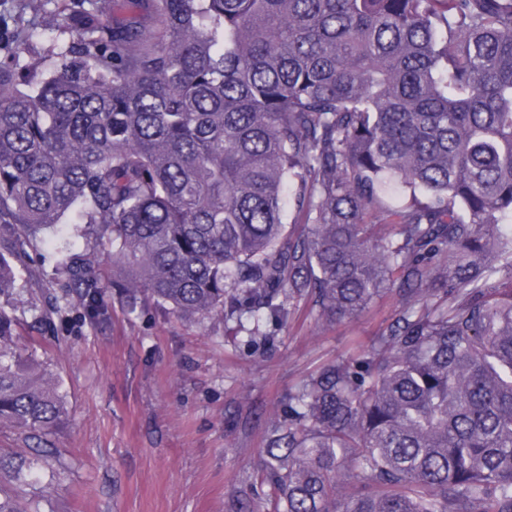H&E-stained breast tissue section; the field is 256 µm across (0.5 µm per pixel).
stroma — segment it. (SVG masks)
<instances>
[{"label":"stroma","instance_id":"obj_1","mask_svg":"<svg viewBox=\"0 0 512 512\" xmlns=\"http://www.w3.org/2000/svg\"><path fill=\"white\" fill-rule=\"evenodd\" d=\"M394 307L384 297L319 329L302 300L286 327L254 338L117 302L96 329L74 314L24 321L70 418L45 452L0 429V457L30 468L20 485L1 473L0 488L39 512H228L258 475L269 413L310 373L368 346Z\"/></svg>","mask_w":512,"mask_h":512}]
</instances>
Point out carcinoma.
<instances>
[{"label": "carcinoma", "instance_id": "1", "mask_svg": "<svg viewBox=\"0 0 512 512\" xmlns=\"http://www.w3.org/2000/svg\"><path fill=\"white\" fill-rule=\"evenodd\" d=\"M46 2L0 12V426L68 418L17 340L37 288L91 326L116 276L131 312L256 325L391 294L269 417L237 512H512V0ZM378 192L383 201L393 208H399L411 196V190L394 178L383 180L379 185Z\"/></svg>", "mask_w": 512, "mask_h": 512}]
</instances>
